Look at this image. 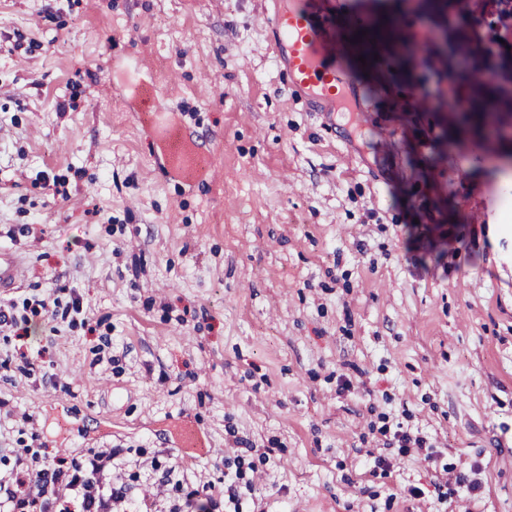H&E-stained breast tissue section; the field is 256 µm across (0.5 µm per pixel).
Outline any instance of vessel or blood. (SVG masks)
<instances>
[{"mask_svg":"<svg viewBox=\"0 0 512 512\" xmlns=\"http://www.w3.org/2000/svg\"><path fill=\"white\" fill-rule=\"evenodd\" d=\"M322 0H284L273 14L277 33L276 51L291 85L317 111H327L341 97V79L333 65L335 46L327 29L321 28L316 12ZM142 103L148 120L164 128L171 154H179L186 135L182 130L165 127L163 113L154 111L152 92H144ZM21 263L10 252L0 251V293L17 287Z\"/></svg>","mask_w":512,"mask_h":512,"instance_id":"obj_1","label":"vessel or blood"}]
</instances>
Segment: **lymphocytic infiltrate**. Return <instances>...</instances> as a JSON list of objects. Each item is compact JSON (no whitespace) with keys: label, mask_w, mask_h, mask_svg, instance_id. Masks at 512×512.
Masks as SVG:
<instances>
[{"label":"lymphocytic infiltrate","mask_w":512,"mask_h":512,"mask_svg":"<svg viewBox=\"0 0 512 512\" xmlns=\"http://www.w3.org/2000/svg\"><path fill=\"white\" fill-rule=\"evenodd\" d=\"M497 16L496 36L482 41L488 59L512 42V0H475L457 11L459 24L477 31L484 15ZM48 302L32 296L0 302V332L20 336L30 318L47 314ZM242 471L225 475V490L208 482L185 488V477L159 455L134 459L122 448H93L80 459L50 457L45 444L17 440L0 459V512H244L238 491Z\"/></svg>","instance_id":"obj_1"}]
</instances>
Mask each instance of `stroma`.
Listing matches in <instances>:
<instances>
[{"instance_id": "obj_1", "label": "stroma", "mask_w": 512, "mask_h": 512, "mask_svg": "<svg viewBox=\"0 0 512 512\" xmlns=\"http://www.w3.org/2000/svg\"><path fill=\"white\" fill-rule=\"evenodd\" d=\"M326 2L355 98L332 112L289 85L256 22L273 0H0L12 295L85 315L32 319L28 377L0 334V415L31 417L0 449L162 450L219 490L240 455L261 512H512V236L489 233L512 136L466 152L420 99L470 97L418 39L467 40L457 0ZM138 83L203 169L168 161Z\"/></svg>"}]
</instances>
